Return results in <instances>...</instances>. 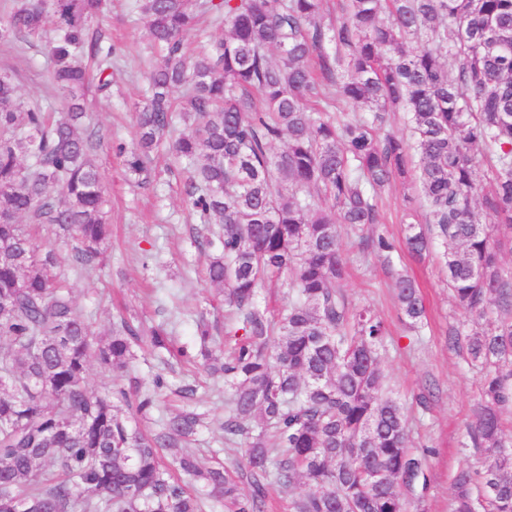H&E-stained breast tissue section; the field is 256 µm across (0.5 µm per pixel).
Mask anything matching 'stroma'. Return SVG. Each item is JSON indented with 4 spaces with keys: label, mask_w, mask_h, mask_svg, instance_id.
<instances>
[{
    "label": "stroma",
    "mask_w": 512,
    "mask_h": 512,
    "mask_svg": "<svg viewBox=\"0 0 512 512\" xmlns=\"http://www.w3.org/2000/svg\"><path fill=\"white\" fill-rule=\"evenodd\" d=\"M132 0H103V11L90 25V36L115 46L111 87L86 96L85 124L95 127L101 141L96 154L104 188L112 208V245L106 263L80 275L70 267L62 272L71 286L77 307L91 318L97 338L107 337L116 317L133 323L163 326L178 346L199 354L195 319L205 316L216 335H223L224 295L204 278L206 255L197 248L199 230L186 202L185 177L168 171L166 156H158L155 180L137 186L122 158L110 149L114 142H132L137 107L143 99L146 77L156 59L145 22L131 9ZM0 68L12 74L22 101L61 113L67 101L53 84L47 41L11 49L0 45ZM418 193L408 183L394 182L382 194L383 223L373 230L401 241L408 212L425 218ZM343 252L350 277L343 291L355 306L368 305L386 323L389 334L381 351L387 386L407 414L410 445L428 452L427 481L402 488L409 502H422L426 512H451L454 479L464 465L476 464L477 449L470 447L468 427L480 395V376L448 341L453 326L463 320L446 286L436 247L418 260L405 250L392 257L361 251L350 232H343ZM414 275L424 295L427 321L420 331L409 330L391 288L395 270ZM143 387L162 381L151 418L131 416L132 425L156 429L161 419L177 410L183 386L196 388L193 403L204 415L195 448L201 463L213 457H234L224 445V382L208 376L201 366L165 357L151 348L138 352L133 371Z\"/></svg>",
    "instance_id": "35a3bbf8"
}]
</instances>
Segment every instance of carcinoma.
I'll use <instances>...</instances> for the list:
<instances>
[{"label":"carcinoma","mask_w":512,"mask_h":512,"mask_svg":"<svg viewBox=\"0 0 512 512\" xmlns=\"http://www.w3.org/2000/svg\"><path fill=\"white\" fill-rule=\"evenodd\" d=\"M323 0H134L157 58L132 145L112 147L138 185L157 147L187 173L185 194L207 234L205 277L224 290L232 323L224 356V444L239 456L201 466L188 442L193 405L154 432L132 426L156 406L154 389L93 391L96 362L127 372L140 326L94 336L61 275L50 230L71 239L67 261L88 271L107 259L111 227L85 90L109 86L115 48L88 43L102 0H22L0 18V43L41 40L53 24L58 120L25 104L0 73V512H264L270 490L309 488L292 512H407L400 486L424 475L408 419L386 389L379 350L388 336L355 307L340 227L391 256L382 190L414 184L426 223L406 224L418 259L442 241L448 289L467 323L453 343L482 374L469 427L477 467L455 476L453 512H512V0H344L322 21ZM225 27L207 48L185 43L200 17ZM414 39L418 46L406 47ZM402 112L410 136L390 127ZM183 130L169 138L176 124ZM490 193L484 195L483 184ZM286 278L272 315L258 299ZM394 291L405 323L425 317L414 279ZM159 352L184 356L166 330ZM248 492H243V488Z\"/></svg>","instance_id":"1"}]
</instances>
